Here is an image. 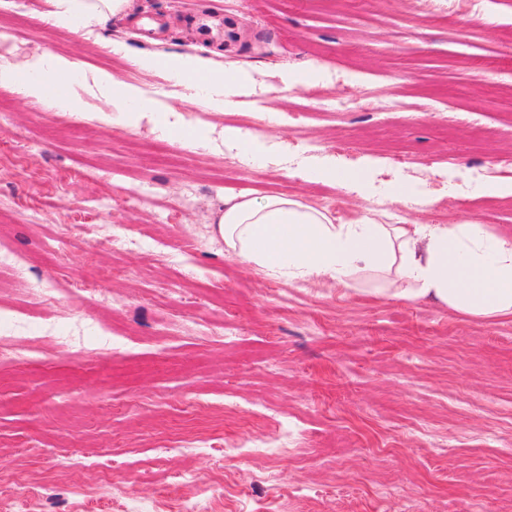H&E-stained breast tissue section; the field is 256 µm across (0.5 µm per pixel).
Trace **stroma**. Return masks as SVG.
I'll return each mask as SVG.
<instances>
[{
  "label": "stroma",
  "instance_id": "35a3bbf8",
  "mask_svg": "<svg viewBox=\"0 0 512 512\" xmlns=\"http://www.w3.org/2000/svg\"><path fill=\"white\" fill-rule=\"evenodd\" d=\"M51 9L0 7L16 60L77 64L86 113L0 83V242L24 265L0 268V512L35 486L42 512H512V319L379 296L364 272L347 289L291 283L211 233L225 198L282 193L340 224L473 219L512 236V195L483 192L512 182V0H133L90 31L49 28ZM191 51L250 77L223 111L131 61ZM100 71L196 126L265 132L277 155L101 121ZM285 73L305 87L281 92ZM335 138L337 166L372 160L365 185L306 179ZM402 183L441 201L389 202ZM275 428L286 448L264 446Z\"/></svg>",
  "mask_w": 512,
  "mask_h": 512
}]
</instances>
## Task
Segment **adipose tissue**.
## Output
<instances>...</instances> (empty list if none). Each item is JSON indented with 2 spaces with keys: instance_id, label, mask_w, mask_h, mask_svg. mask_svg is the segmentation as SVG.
<instances>
[{
  "instance_id": "obj_1",
  "label": "adipose tissue",
  "mask_w": 512,
  "mask_h": 512,
  "mask_svg": "<svg viewBox=\"0 0 512 512\" xmlns=\"http://www.w3.org/2000/svg\"><path fill=\"white\" fill-rule=\"evenodd\" d=\"M131 2L52 0L50 19L56 26L85 27L125 12ZM133 62L143 70L167 71L182 81L189 101L205 102L217 112L245 82L241 72L191 53H138ZM76 72V63L68 59L42 58L0 66V81L15 83L24 96L50 100L79 118V100L56 91L57 79ZM98 80L112 89L107 121L133 127L149 122L166 135H185L193 145L209 142L208 131L191 126L182 112L146 98L109 73H99ZM213 233L223 240L228 256L291 282L330 280L344 287L354 272L369 269L384 275L388 296L430 297L470 320L512 318V237L489 234L474 220L340 224L329 212L284 194L237 195L225 201Z\"/></svg>"
}]
</instances>
